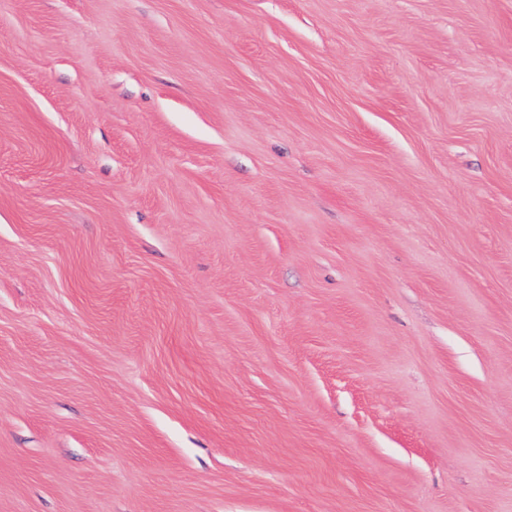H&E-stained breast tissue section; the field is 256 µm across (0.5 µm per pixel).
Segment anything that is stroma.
<instances>
[{
    "label": "stroma",
    "mask_w": 512,
    "mask_h": 512,
    "mask_svg": "<svg viewBox=\"0 0 512 512\" xmlns=\"http://www.w3.org/2000/svg\"><path fill=\"white\" fill-rule=\"evenodd\" d=\"M0 512H512V0H0Z\"/></svg>",
    "instance_id": "35a3bbf8"
}]
</instances>
